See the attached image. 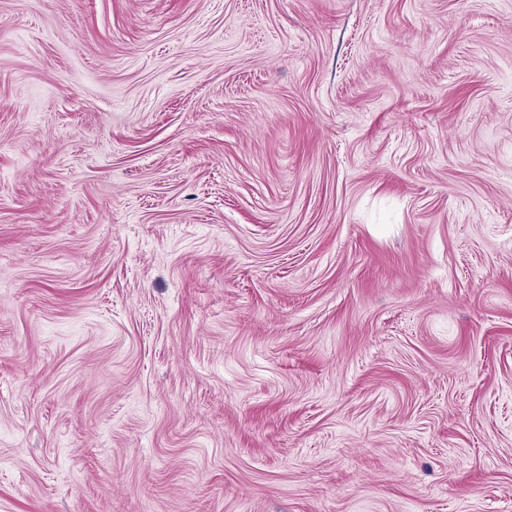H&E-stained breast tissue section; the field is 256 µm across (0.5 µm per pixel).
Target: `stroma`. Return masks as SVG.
<instances>
[{
  "label": "stroma",
  "instance_id": "stroma-1",
  "mask_svg": "<svg viewBox=\"0 0 512 512\" xmlns=\"http://www.w3.org/2000/svg\"><path fill=\"white\" fill-rule=\"evenodd\" d=\"M0 512H512V0H0Z\"/></svg>",
  "mask_w": 512,
  "mask_h": 512
}]
</instances>
